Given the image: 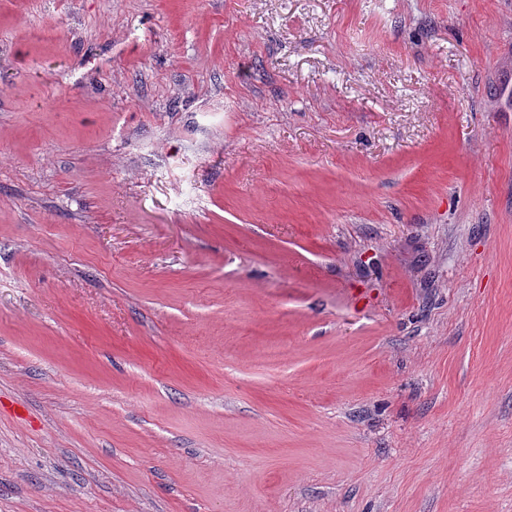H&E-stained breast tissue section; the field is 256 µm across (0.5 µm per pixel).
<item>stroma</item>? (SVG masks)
<instances>
[{"label":"stroma","mask_w":512,"mask_h":512,"mask_svg":"<svg viewBox=\"0 0 512 512\" xmlns=\"http://www.w3.org/2000/svg\"><path fill=\"white\" fill-rule=\"evenodd\" d=\"M0 512H512V0H0Z\"/></svg>","instance_id":"35a3bbf8"}]
</instances>
